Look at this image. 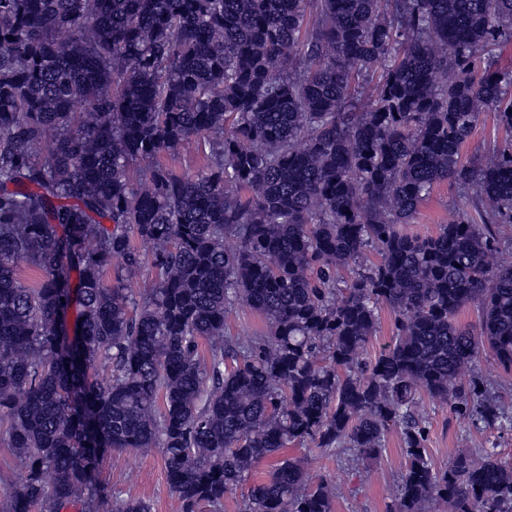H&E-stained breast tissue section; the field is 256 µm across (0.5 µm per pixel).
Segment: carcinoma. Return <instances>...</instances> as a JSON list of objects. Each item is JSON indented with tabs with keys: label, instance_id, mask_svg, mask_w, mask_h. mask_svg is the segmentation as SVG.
<instances>
[{
	"label": "carcinoma",
	"instance_id": "carcinoma-1",
	"mask_svg": "<svg viewBox=\"0 0 512 512\" xmlns=\"http://www.w3.org/2000/svg\"><path fill=\"white\" fill-rule=\"evenodd\" d=\"M511 40L512 0H0V430L27 468L5 512H151L98 483L105 454L145 448L182 512L243 487L242 512H333L284 451L375 459L392 429L389 512H512V467L477 448L435 469L417 413L425 394L512 428L462 379L485 351L512 376V264L490 262L512 140L461 155L486 107L512 130ZM193 138L195 175L159 164ZM447 180L482 223L402 233ZM114 258L152 261L155 288L106 286ZM239 304L266 334L226 333ZM383 308L395 334L368 358Z\"/></svg>",
	"mask_w": 512,
	"mask_h": 512
}]
</instances>
